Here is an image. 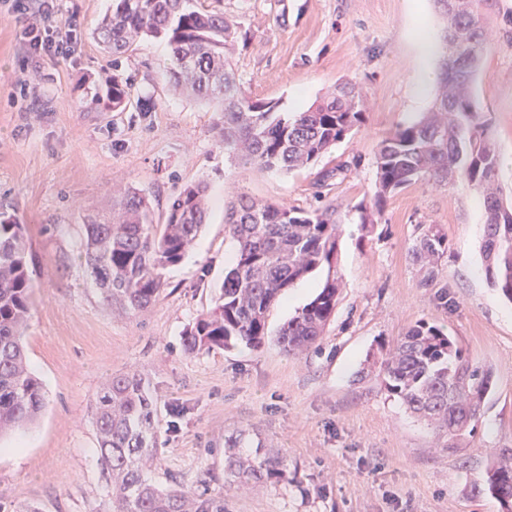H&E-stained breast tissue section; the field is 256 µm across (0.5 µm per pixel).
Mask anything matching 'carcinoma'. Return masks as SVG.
<instances>
[{
  "instance_id": "carcinoma-1",
  "label": "carcinoma",
  "mask_w": 512,
  "mask_h": 512,
  "mask_svg": "<svg viewBox=\"0 0 512 512\" xmlns=\"http://www.w3.org/2000/svg\"><path fill=\"white\" fill-rule=\"evenodd\" d=\"M446 17L442 42V87L421 120L383 138L376 156L377 201L417 182L461 177L482 193L485 236L482 256L492 287L512 300V207L495 187L500 152L487 132L473 86L489 48L488 29L479 10L483 0H434ZM237 22L198 5V0H116L95 37L112 56L127 53L143 36L164 39L169 62L161 75L170 87L213 103L224 115L218 137L240 159L259 170L302 168L326 153L362 123L363 98L355 84L342 82L329 96L302 112L264 110L236 81L229 52ZM465 42L464 70L453 71V49ZM130 95L127 82L112 79L106 96L120 109ZM109 222L91 220L80 259L109 302L139 311L156 302L164 286L162 271L183 260L207 218V187H184L172 197L166 224L153 225L145 198L120 193ZM238 245L234 267L206 313L186 331L185 350L193 353L241 341L254 348L268 336L266 313L281 293L313 269L331 262L340 225L329 204L312 210L240 201L225 214ZM448 252L447 235L437 224L422 228L410 247L412 261L436 275ZM23 226L0 213V433L32 422L44 404L40 381L28 370L23 332L30 318L32 289ZM339 282L327 277L316 297L285 322L277 343L288 355L315 347L334 315ZM384 389L411 413L450 439L475 426L491 388V374L467 360L439 327L421 322L380 357L370 355ZM100 461L112 479L109 512H226L224 496L191 489L161 490L144 475V464L159 451L157 406L135 375L112 378L95 399ZM224 475L230 484L287 483L295 477L288 457L251 459L238 441L224 449ZM477 493L497 498L512 512V462L496 461Z\"/></svg>"
}]
</instances>
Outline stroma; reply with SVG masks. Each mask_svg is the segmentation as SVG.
Here are the masks:
<instances>
[{"mask_svg":"<svg viewBox=\"0 0 512 512\" xmlns=\"http://www.w3.org/2000/svg\"><path fill=\"white\" fill-rule=\"evenodd\" d=\"M201 3L240 24L230 57L245 95L301 112L350 80L365 95L363 122L306 167L253 169L219 144L212 104L163 79L164 40L141 38L116 59L104 53L92 32L112 0H57L53 32L76 22L77 41L71 57L44 58L38 75L24 22L0 0V212L23 224L30 243L23 341L45 398L34 425L0 437V512H106L112 487L94 403L126 374L144 378L157 402L160 448L146 475L159 488L208 489L227 512H502L471 491L495 457L512 455V302L486 278L481 195L462 180L431 181L375 201L379 142L428 112L438 90L419 83L421 43L442 44L433 0ZM481 11L490 50L475 94L501 153L497 184L512 201V0H483ZM115 77L132 83L121 112L105 99ZM198 182L208 186L207 222L195 248L164 270L159 299L136 313L105 301L78 258L82 215L131 189L161 225L170 199ZM243 195L305 210L335 205L336 253L272 303L261 348L186 352L185 330L235 264L224 215ZM426 224L448 237L429 282L409 254ZM331 272L341 288L318 347L283 354L279 328ZM422 321L492 375L475 432L457 447L361 373L367 354ZM238 434L247 454L286 455L297 481L225 483L224 441Z\"/></svg>","mask_w":512,"mask_h":512,"instance_id":"1","label":"stroma"}]
</instances>
